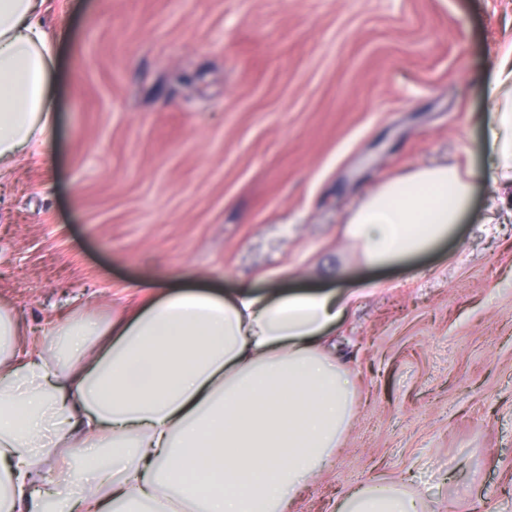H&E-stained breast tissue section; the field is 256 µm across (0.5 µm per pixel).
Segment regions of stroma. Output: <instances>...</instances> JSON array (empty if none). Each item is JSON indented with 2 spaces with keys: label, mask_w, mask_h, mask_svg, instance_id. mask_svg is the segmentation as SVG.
I'll list each match as a JSON object with an SVG mask.
<instances>
[{
  "label": "stroma",
  "mask_w": 512,
  "mask_h": 512,
  "mask_svg": "<svg viewBox=\"0 0 512 512\" xmlns=\"http://www.w3.org/2000/svg\"><path fill=\"white\" fill-rule=\"evenodd\" d=\"M65 32L45 155L0 174V298L35 328L198 284L351 296L343 446L292 512L387 479L512 512V220L477 192L430 255L369 269L361 196L481 162L512 0H45Z\"/></svg>",
  "instance_id": "obj_1"
}]
</instances>
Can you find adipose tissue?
<instances>
[{
    "mask_svg": "<svg viewBox=\"0 0 512 512\" xmlns=\"http://www.w3.org/2000/svg\"><path fill=\"white\" fill-rule=\"evenodd\" d=\"M43 3L0 0V167L56 130ZM487 98L484 163L414 169L350 211L342 232L363 265L436 250L476 188L512 207V39ZM347 305L333 291H177L125 318L48 321L36 341L0 300V512H289L355 413L327 346ZM336 512L425 507L376 481Z\"/></svg>",
    "mask_w": 512,
    "mask_h": 512,
    "instance_id": "1",
    "label": "adipose tissue"
}]
</instances>
